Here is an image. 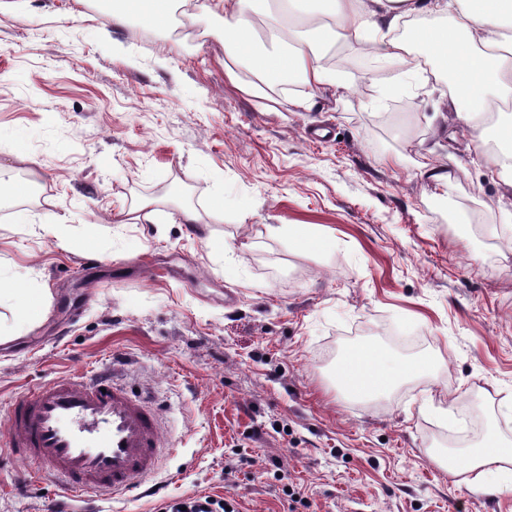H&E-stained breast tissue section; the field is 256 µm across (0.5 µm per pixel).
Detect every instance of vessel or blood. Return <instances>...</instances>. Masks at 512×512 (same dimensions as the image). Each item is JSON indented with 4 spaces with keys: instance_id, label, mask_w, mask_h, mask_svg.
Segmentation results:
<instances>
[{
    "instance_id": "obj_1",
    "label": "vessel or blood",
    "mask_w": 512,
    "mask_h": 512,
    "mask_svg": "<svg viewBox=\"0 0 512 512\" xmlns=\"http://www.w3.org/2000/svg\"><path fill=\"white\" fill-rule=\"evenodd\" d=\"M0 445L31 478L56 481L77 499L102 490L129 493L170 453L158 407L105 373L25 388L7 409Z\"/></svg>"
}]
</instances>
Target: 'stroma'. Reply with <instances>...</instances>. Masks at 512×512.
Listing matches in <instances>:
<instances>
[{
    "mask_svg": "<svg viewBox=\"0 0 512 512\" xmlns=\"http://www.w3.org/2000/svg\"><path fill=\"white\" fill-rule=\"evenodd\" d=\"M100 4L0 0V183L32 184L0 202V287L47 291L29 331L0 300V426L29 384L109 369L160 402L176 453L153 495L87 502L0 447V512L194 493L237 512L293 495L298 512H512L436 463L493 423L512 440V189L493 135L433 120L447 71L346 69L342 99L305 112L304 87L225 79L219 19L112 29ZM430 152L447 186L421 176ZM292 224L326 248L299 250ZM358 346L432 367L351 398L336 369Z\"/></svg>",
    "mask_w": 512,
    "mask_h": 512,
    "instance_id": "1",
    "label": "stroma"
}]
</instances>
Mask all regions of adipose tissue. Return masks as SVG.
Returning a JSON list of instances; mask_svg holds the SVG:
<instances>
[{"mask_svg": "<svg viewBox=\"0 0 512 512\" xmlns=\"http://www.w3.org/2000/svg\"><path fill=\"white\" fill-rule=\"evenodd\" d=\"M174 0H113L107 24L119 28L131 19L166 28ZM251 0H200V11L223 23L224 74L241 91L250 93L256 81L288 84L299 81L310 94L339 95L347 85L330 70L325 50L331 40L364 45L385 64L421 71L423 63L450 67L456 93L454 118L474 130H485L482 109L473 105L484 92L497 99L512 97V0H283L280 10L266 15L272 48H260L248 16ZM455 11L445 28L419 27L409 35L398 30L406 19L420 14L446 15ZM246 62L254 76L243 81L235 68ZM430 358L413 361L393 358L377 347L346 353L340 374L355 395L388 392L408 378L426 372ZM467 465L447 469L460 476L462 486L487 490L492 480L512 481V442L487 433L466 454Z\"/></svg>", "mask_w": 512, "mask_h": 512, "instance_id": "obj_1", "label": "adipose tissue"}]
</instances>
